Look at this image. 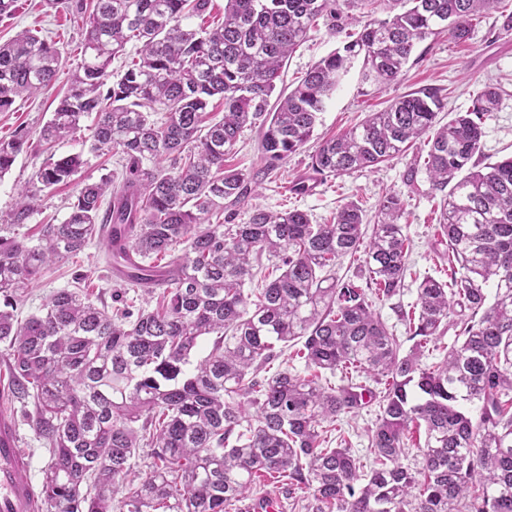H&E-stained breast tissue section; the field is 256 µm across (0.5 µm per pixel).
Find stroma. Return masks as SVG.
I'll return each instance as SVG.
<instances>
[{
	"mask_svg": "<svg viewBox=\"0 0 512 512\" xmlns=\"http://www.w3.org/2000/svg\"><path fill=\"white\" fill-rule=\"evenodd\" d=\"M19 9L13 17L0 20V43L28 30L41 38L53 41L60 48L62 63L52 86L30 98L16 100L10 111L0 112V138L25 132L29 135L27 148L18 155L11 169L0 178V212L14 209L17 191L27 185L34 172L46 161L47 155L38 144V134L50 118L59 99L66 92L72 71L80 63L81 45L79 15L47 7L45 0H18ZM512 12V0H502L499 11L483 17L469 40L455 41L448 35L431 36L416 44L400 81L387 87L362 82L360 66H353L336 91L326 100L315 134L330 137L360 124L368 113L386 107L400 95L423 88L439 89L445 98L444 112L437 121L446 124L456 113L467 111L477 92L484 85L500 88L501 99L497 110L491 112L484 124L482 148L473 161L477 167L512 156V30L502 27V17ZM342 36L336 34L328 19H318L308 39L292 53L284 67V85L294 88L314 64L341 45ZM90 121H83L80 130L70 139L59 143V155L82 153L84 165L69 186L42 191L39 207L27 224L17 228L18 237L38 244L42 225L62 223L70 211L76 183L95 181L103 174L121 177L119 157L102 158L89 150ZM262 129L259 125L245 126L240 134L230 164L249 172L251 179L244 195L236 201H225L220 219L227 224H243L254 209L285 212L305 211L313 223L327 224L343 204L353 201L363 210L367 222L377 218L382 201L391 195L403 203L399 219L408 236L409 270L405 286L399 295L376 302L375 309L390 332L406 338L407 329L401 318L417 299V286L424 276L447 280V260L437 232L442 193L433 191L424 169L428 150L426 140H418L406 153L376 168L356 170L341 176L314 178L312 189L304 195L290 193L292 181L311 176V156L315 143H308L292 155L283 167L267 171L261 151ZM90 272L89 292L92 297L111 301L132 309L146 308L140 292L134 291L127 280L115 276L109 261L104 239H94L69 262L50 267L36 281L26 301L18 309L19 317L38 312L50 295L61 288L71 287L76 272ZM378 414L377 403L342 415L334 424L335 434L348 437L352 448L366 454L369 446L368 430ZM266 497L275 512H302V505L311 503L313 491L308 487L295 490L286 484L266 480L254 486L249 501L257 503Z\"/></svg>",
	"mask_w": 512,
	"mask_h": 512,
	"instance_id": "35a3bbf8",
	"label": "stroma"
}]
</instances>
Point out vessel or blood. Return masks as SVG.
Listing matches in <instances>:
<instances>
[{
	"label": "vessel or blood",
	"mask_w": 512,
	"mask_h": 512,
	"mask_svg": "<svg viewBox=\"0 0 512 512\" xmlns=\"http://www.w3.org/2000/svg\"><path fill=\"white\" fill-rule=\"evenodd\" d=\"M0 512H38L29 458L14 419L0 414Z\"/></svg>",
	"instance_id": "b4317fda"
}]
</instances>
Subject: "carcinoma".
<instances>
[{"label": "carcinoma", "mask_w": 512, "mask_h": 512, "mask_svg": "<svg viewBox=\"0 0 512 512\" xmlns=\"http://www.w3.org/2000/svg\"><path fill=\"white\" fill-rule=\"evenodd\" d=\"M212 2L94 0L90 13L84 0L72 5L87 14L81 64L39 142L50 150L92 115L91 151L119 154L125 165L118 186L110 175L79 184L64 222L45 225L38 244L0 234V345L13 400L33 407L32 429L49 448L45 512H224L267 477L313 487V512H512V157L468 169L498 87L484 86L471 110L440 128L438 90L396 97L312 156L314 174L343 175L431 135L425 167L432 189L448 191L439 228L450 276L420 282L402 314L413 342L406 352L373 309L400 293L409 271L399 198L383 201L367 242L353 201L328 224L299 209L207 223L243 195L249 176L224 157L244 126L260 124L262 153L276 169L313 136L325 99L356 60L364 82L392 84L417 42L443 32L466 41L501 0H368L387 17L363 22L343 11L356 0H226L221 24L185 23ZM324 16L338 33L353 22L361 30L268 110L286 59ZM133 39L138 58L114 81L110 65ZM61 60L55 43L29 31L0 44V112L48 87ZM215 96L224 102L219 121L209 117ZM27 144L22 132L0 140V176ZM168 158L170 171L161 166ZM83 164L80 154L49 155L34 188L0 215V230L25 224L38 193L71 183ZM102 236L126 279L157 294L155 308L114 315L90 299L82 287L90 275L78 273L74 287L19 321L18 305L46 268ZM182 245L169 265L150 263ZM360 252L363 286L335 272ZM265 255L279 258L281 273L253 300L245 285ZM451 323L461 341L422 365L428 342ZM210 336L208 353L192 360ZM297 344L308 374L285 367L258 377ZM338 372L346 384H321ZM372 401L371 463L348 446L326 447L323 423ZM475 403L476 419L465 409ZM413 427L425 432L415 470L401 462ZM141 448L153 465L117 501Z\"/></svg>", "instance_id": "carcinoma-1"}]
</instances>
